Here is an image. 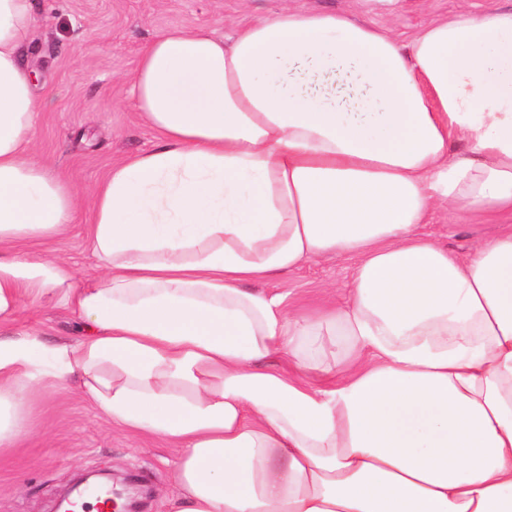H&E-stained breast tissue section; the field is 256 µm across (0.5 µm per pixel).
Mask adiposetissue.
Segmentation results:
<instances>
[{
    "instance_id": "obj_1",
    "label": "adipose tissue",
    "mask_w": 512,
    "mask_h": 512,
    "mask_svg": "<svg viewBox=\"0 0 512 512\" xmlns=\"http://www.w3.org/2000/svg\"><path fill=\"white\" fill-rule=\"evenodd\" d=\"M34 23L0 0V451L74 381L178 448L167 512H512V232L455 257L416 231L512 212V8L406 42L286 7L160 32L133 75L158 143L85 209L30 147ZM81 212L95 276L22 251ZM328 255L356 260L343 306L258 287ZM25 300L89 335L17 330Z\"/></svg>"
}]
</instances>
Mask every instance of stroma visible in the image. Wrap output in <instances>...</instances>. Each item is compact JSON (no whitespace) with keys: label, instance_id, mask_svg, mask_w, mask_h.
Masks as SVG:
<instances>
[{"label":"stroma","instance_id":"stroma-1","mask_svg":"<svg viewBox=\"0 0 512 512\" xmlns=\"http://www.w3.org/2000/svg\"><path fill=\"white\" fill-rule=\"evenodd\" d=\"M285 3L348 10L403 40L462 5L476 14L512 6V0H264V10L270 15ZM253 18V0H36L34 46L25 57L36 74L35 95L45 103L33 135L36 153L87 197L112 165L156 144L155 132L134 106L131 86L144 44L169 28L228 37ZM420 231L464 255L477 242L511 232L512 214L459 216L439 208ZM36 249L63 256L77 273L95 271L83 221ZM351 275V260L326 256L264 287L283 295L287 305L312 311L329 300L344 304ZM20 325L37 327L51 343L85 333L75 313L28 302ZM29 413L33 432L0 452V512H53L57 498L87 472L128 476L148 491L146 512H164L162 496L175 489L170 461L177 454L167 442L113 428L79 393L59 386L36 393Z\"/></svg>","mask_w":512,"mask_h":512}]
</instances>
